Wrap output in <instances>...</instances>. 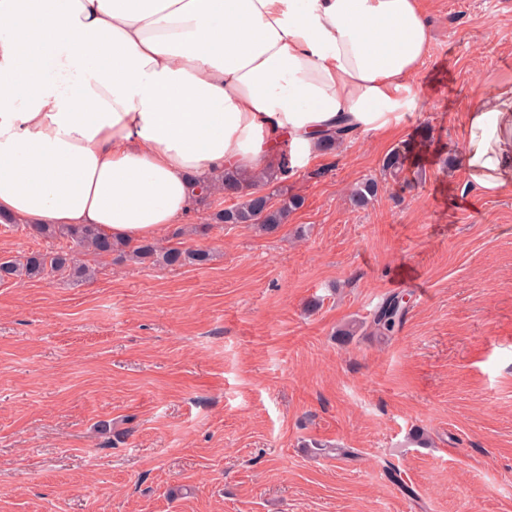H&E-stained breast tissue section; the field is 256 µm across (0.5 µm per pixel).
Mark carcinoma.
Listing matches in <instances>:
<instances>
[{
    "label": "carcinoma",
    "mask_w": 512,
    "mask_h": 512,
    "mask_svg": "<svg viewBox=\"0 0 512 512\" xmlns=\"http://www.w3.org/2000/svg\"><path fill=\"white\" fill-rule=\"evenodd\" d=\"M288 174V167L268 168L255 180L226 173L218 179L224 194L241 198V202L212 214L215 224H246L264 233H274L288 220V215L299 209L304 199L286 197L280 205L272 203V196L263 187L278 183ZM378 181L368 179L350 191V202L356 208L367 206L377 195ZM34 231L48 239L63 236L79 247L95 254L113 256L119 262L160 263L167 266L205 265L211 253L204 249H184L177 245L162 247L145 241L136 245L114 240L93 224L56 225L38 224ZM70 271L76 279L89 276V270L76 257L63 250L36 252L21 259L0 260V282L5 280L44 279L62 271ZM405 313L403 299L393 296L381 304L373 319V326L383 336L393 335L401 325Z\"/></svg>",
    "instance_id": "1"
}]
</instances>
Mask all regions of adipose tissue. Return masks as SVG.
<instances>
[{
    "mask_svg": "<svg viewBox=\"0 0 512 512\" xmlns=\"http://www.w3.org/2000/svg\"><path fill=\"white\" fill-rule=\"evenodd\" d=\"M429 43L419 0H0V222L157 239L224 172L397 124ZM461 157L512 181V88Z\"/></svg>",
    "mask_w": 512,
    "mask_h": 512,
    "instance_id": "obj_1",
    "label": "adipose tissue"
}]
</instances>
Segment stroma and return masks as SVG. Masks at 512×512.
Here are the masks:
<instances>
[{
	"label": "stroma",
	"instance_id": "stroma-1",
	"mask_svg": "<svg viewBox=\"0 0 512 512\" xmlns=\"http://www.w3.org/2000/svg\"><path fill=\"white\" fill-rule=\"evenodd\" d=\"M421 8L416 109L291 168L276 233L212 223L215 193L159 240L206 265L0 282V512H512V188L457 162L476 93L512 86V0ZM71 246L0 224L2 259ZM405 313L402 298L393 296L384 300L373 319V326L383 336H392L400 327Z\"/></svg>",
	"mask_w": 512,
	"mask_h": 512
}]
</instances>
